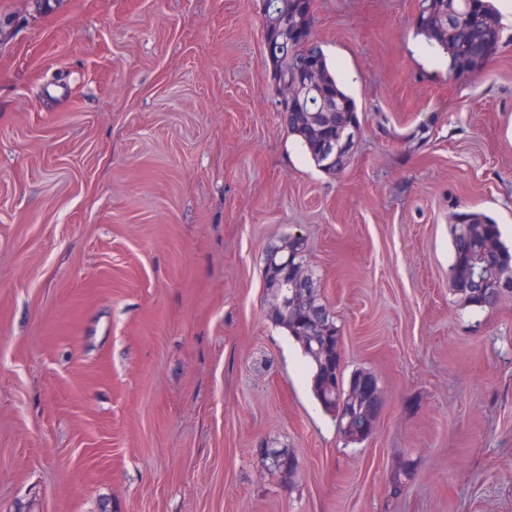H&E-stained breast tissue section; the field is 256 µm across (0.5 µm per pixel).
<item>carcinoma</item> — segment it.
<instances>
[{"instance_id": "carcinoma-1", "label": "carcinoma", "mask_w": 512, "mask_h": 512, "mask_svg": "<svg viewBox=\"0 0 512 512\" xmlns=\"http://www.w3.org/2000/svg\"><path fill=\"white\" fill-rule=\"evenodd\" d=\"M270 8L277 31L270 45L274 78L304 74L314 66L318 80L335 96L324 108L311 91H305L299 115L285 120L286 128L320 170L335 174L345 168L351 155L343 152L332 162L322 154V147L331 140H344L352 128L361 125L356 102L336 79L322 49L294 43L298 28H312L313 12L298 10L294 0H270ZM415 33L425 39L428 47L447 55L451 74L471 77L485 69L498 49L499 14L491 0H421ZM456 217L461 223L450 225L451 291L465 307L492 308L504 297L512 296V286L496 288L504 275L512 274V249L502 241L498 225L488 216L465 210ZM285 259L290 266H306L301 239L284 237L266 253L265 285L275 299L269 317L300 346L310 364L312 394L323 411L336 421L346 442L360 443L372 434L373 416L381 411L378 383L363 370L345 375L340 331L334 314L322 299L320 279L311 269L304 285L297 287L280 266ZM479 268L485 276L484 288L475 287L473 282ZM299 467V458L286 447L277 465H265L288 483L294 481Z\"/></svg>"}]
</instances>
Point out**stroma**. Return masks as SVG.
I'll return each mask as SVG.
<instances>
[{"label":"stroma","mask_w":512,"mask_h":512,"mask_svg":"<svg viewBox=\"0 0 512 512\" xmlns=\"http://www.w3.org/2000/svg\"><path fill=\"white\" fill-rule=\"evenodd\" d=\"M417 5L314 0L362 123L329 175L261 0H0V512H512V297L459 303L448 231L480 211L512 246V0L470 78ZM290 235L381 389L363 442L268 318ZM263 462L268 471L277 474L283 481L288 483L294 481L300 467L299 458L287 447H283V454L276 466L269 465L265 458Z\"/></svg>","instance_id":"obj_1"}]
</instances>
